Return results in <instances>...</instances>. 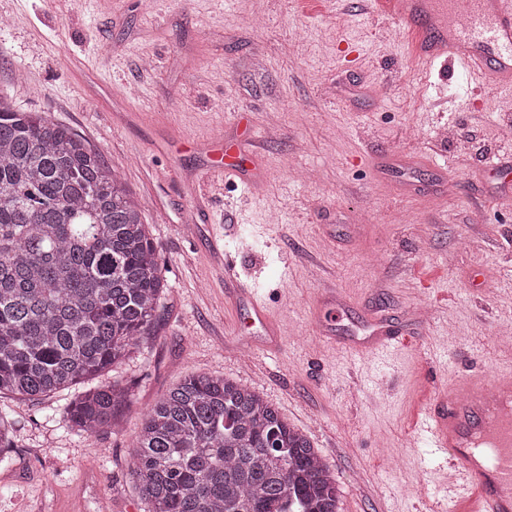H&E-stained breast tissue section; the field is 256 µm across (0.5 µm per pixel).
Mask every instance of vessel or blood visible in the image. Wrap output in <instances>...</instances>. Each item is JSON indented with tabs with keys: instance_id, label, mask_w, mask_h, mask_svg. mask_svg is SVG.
Returning <instances> with one entry per match:
<instances>
[{
	"instance_id": "vessel-or-blood-1",
	"label": "vessel or blood",
	"mask_w": 512,
	"mask_h": 512,
	"mask_svg": "<svg viewBox=\"0 0 512 512\" xmlns=\"http://www.w3.org/2000/svg\"><path fill=\"white\" fill-rule=\"evenodd\" d=\"M374 12L400 21L414 39V57L450 62L467 74L512 86V0H370ZM254 325L277 338L278 325L252 289L238 293ZM394 326L349 337L359 352L378 354L398 343ZM429 444L448 462V512H512V375L436 386L423 420Z\"/></svg>"
}]
</instances>
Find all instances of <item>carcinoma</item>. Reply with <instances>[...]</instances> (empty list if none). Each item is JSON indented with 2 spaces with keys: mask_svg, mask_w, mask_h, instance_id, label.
Returning <instances> with one entry per match:
<instances>
[{
  "mask_svg": "<svg viewBox=\"0 0 512 512\" xmlns=\"http://www.w3.org/2000/svg\"><path fill=\"white\" fill-rule=\"evenodd\" d=\"M166 288L141 209L102 155L0 96V395L82 384L63 413L92 438L133 398L93 380L148 342ZM13 425L0 411V461ZM130 476L146 512H339L310 437L223 377L189 375L143 413Z\"/></svg>",
  "mask_w": 512,
  "mask_h": 512,
  "instance_id": "1",
  "label": "carcinoma"
}]
</instances>
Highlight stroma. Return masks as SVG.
<instances>
[{
  "mask_svg": "<svg viewBox=\"0 0 512 512\" xmlns=\"http://www.w3.org/2000/svg\"><path fill=\"white\" fill-rule=\"evenodd\" d=\"M248 2L0 0V94L101 153L168 282L147 347L100 377L136 395L112 427L71 432L65 391L0 397L15 421L0 512H145L134 431L191 373L255 388L310 435L339 512H428L447 469L416 430L434 386L512 370V202L487 165L512 158V91L415 62L368 0H261L258 21ZM218 137L257 163L252 185L221 176ZM383 151L411 171H378ZM189 202L209 223H182ZM242 284L278 323L275 345ZM333 293L345 308L322 341L313 319ZM367 315L406 343L343 347Z\"/></svg>",
  "mask_w": 512,
  "mask_h": 512,
  "instance_id": "stroma-1",
  "label": "stroma"
}]
</instances>
